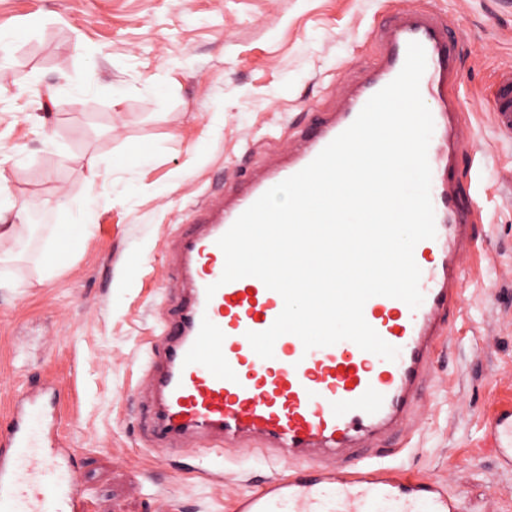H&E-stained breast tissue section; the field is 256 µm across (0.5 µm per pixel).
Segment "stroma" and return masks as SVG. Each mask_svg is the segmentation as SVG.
Returning a JSON list of instances; mask_svg holds the SVG:
<instances>
[{
	"instance_id": "35a3bbf8",
	"label": "stroma",
	"mask_w": 512,
	"mask_h": 512,
	"mask_svg": "<svg viewBox=\"0 0 512 512\" xmlns=\"http://www.w3.org/2000/svg\"><path fill=\"white\" fill-rule=\"evenodd\" d=\"M420 2L463 48L483 220L462 263L463 315L392 464L441 480L462 512H512V468L484 446L512 405V136L486 105L512 67V0ZM410 3L0 0V29L31 24L0 45V174L15 203L63 228L90 168L104 172L81 215L94 234L51 279L39 281L31 252L0 264V429L10 392L57 379L58 439L80 452L87 512H233L238 496L288 476L259 449L150 448L139 382L174 278L165 243L204 195L287 155L283 127L306 124L367 59L370 26ZM133 148L148 163L124 165Z\"/></svg>"
}]
</instances>
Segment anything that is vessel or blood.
<instances>
[{"label": "vessel or blood", "mask_w": 512, "mask_h": 512, "mask_svg": "<svg viewBox=\"0 0 512 512\" xmlns=\"http://www.w3.org/2000/svg\"><path fill=\"white\" fill-rule=\"evenodd\" d=\"M366 37L376 50L362 78L346 84L338 108H313L311 122L296 130L300 147L288 161L235 183L226 200L199 201L183 216L190 232L168 242L188 292L161 320L141 379L153 443L168 453L183 439L239 448L256 436L266 440L274 460L295 463L288 477L239 498L235 512H459L458 496L440 481L368 455L352 465L341 462L342 455L417 417L436 354L461 312V259L478 242L479 211L459 177L470 123L460 105V50L447 20L412 6ZM412 42L423 46L427 60L420 91L434 121L428 162L436 235L414 248L421 305L375 296L363 310L398 355L387 360L348 340L308 350L286 334L277 339L273 358H261L246 334L270 328L284 301L255 277L221 283L225 257L217 241L261 195L305 168L355 121L399 74ZM490 115L499 132L512 134L511 68L495 84ZM212 284L217 290L210 297ZM57 394L50 382L11 396L9 422L0 432V512H85L77 451L62 447L55 435ZM490 439L501 464L512 467V406L497 412Z\"/></svg>", "instance_id": "vessel-or-blood-1"}]
</instances>
